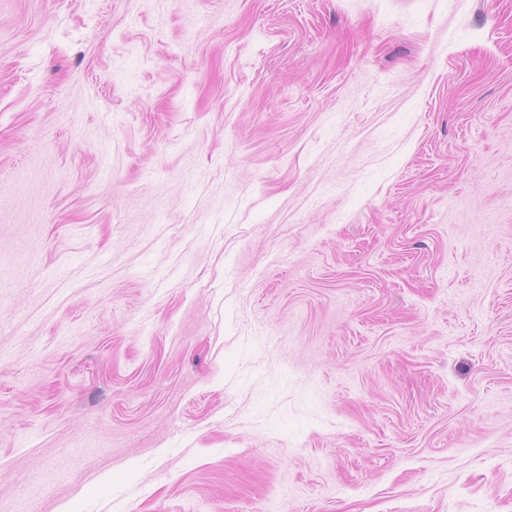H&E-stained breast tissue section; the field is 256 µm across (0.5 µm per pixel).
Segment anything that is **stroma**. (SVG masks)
<instances>
[{"label":"stroma","mask_w":512,"mask_h":512,"mask_svg":"<svg viewBox=\"0 0 512 512\" xmlns=\"http://www.w3.org/2000/svg\"><path fill=\"white\" fill-rule=\"evenodd\" d=\"M512 512V0H0V512Z\"/></svg>","instance_id":"stroma-1"}]
</instances>
